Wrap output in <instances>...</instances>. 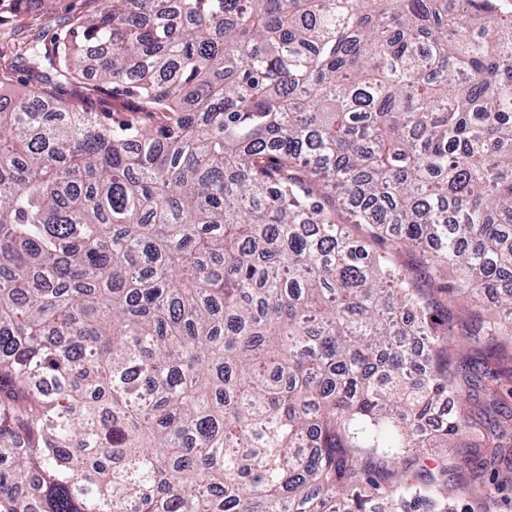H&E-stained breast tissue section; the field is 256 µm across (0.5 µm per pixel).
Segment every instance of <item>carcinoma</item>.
Here are the masks:
<instances>
[{
	"label": "carcinoma",
	"mask_w": 512,
	"mask_h": 512,
	"mask_svg": "<svg viewBox=\"0 0 512 512\" xmlns=\"http://www.w3.org/2000/svg\"><path fill=\"white\" fill-rule=\"evenodd\" d=\"M90 2L6 67L0 512H446L419 449L512 455V2Z\"/></svg>",
	"instance_id": "cac0c4a2"
}]
</instances>
